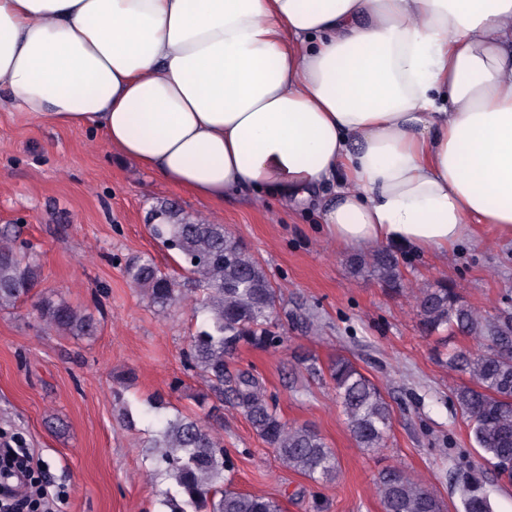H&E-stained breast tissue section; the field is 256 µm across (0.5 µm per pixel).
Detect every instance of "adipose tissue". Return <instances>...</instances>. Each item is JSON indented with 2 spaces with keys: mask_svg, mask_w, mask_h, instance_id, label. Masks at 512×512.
<instances>
[{
  "mask_svg": "<svg viewBox=\"0 0 512 512\" xmlns=\"http://www.w3.org/2000/svg\"><path fill=\"white\" fill-rule=\"evenodd\" d=\"M1 88L194 197L334 185L344 247L512 242V0H0Z\"/></svg>",
  "mask_w": 512,
  "mask_h": 512,
  "instance_id": "ef3b65f1",
  "label": "adipose tissue"
}]
</instances>
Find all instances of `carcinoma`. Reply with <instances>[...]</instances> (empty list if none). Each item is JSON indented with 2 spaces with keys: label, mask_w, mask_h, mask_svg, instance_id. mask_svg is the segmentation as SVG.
<instances>
[{
  "label": "carcinoma",
  "mask_w": 512,
  "mask_h": 512,
  "mask_svg": "<svg viewBox=\"0 0 512 512\" xmlns=\"http://www.w3.org/2000/svg\"><path fill=\"white\" fill-rule=\"evenodd\" d=\"M149 228L166 250L183 259L185 275L177 279L145 257L127 261L124 273L162 312L188 293L195 297V313L202 320L189 336L184 358L209 383L208 391L194 396L197 406L205 407L212 397L229 400L283 466L315 483L335 480V452L316 430L288 424L253 370H240L234 377L226 372L227 360L244 348L277 350L284 345L275 320L281 294L266 266L224 225L186 216L169 202L155 207ZM352 265L389 288L402 284L401 263L391 249L374 250L367 258L353 259ZM40 281V268L28 247L17 245L9 230L1 229L0 310H12L36 296ZM36 307L43 322L71 336L96 331L92 315L62 299L41 296ZM416 310L426 335L451 330L476 340L477 350L460 347L446 360L448 368L469 377L454 390V398L479 448L478 460L456 465L451 480L460 488L463 512H492L483 473L512 463V311L480 315L445 281L422 288ZM303 366L312 378L329 377L359 447L385 446L393 420L390 404L353 361L338 356L324 369L308 358ZM159 424L145 457L155 474L172 481L169 487H155L160 512H283L277 499L235 488V463L224 442L195 415L178 410L161 417ZM376 484L383 512H444L430 488L400 469L381 470Z\"/></svg>",
  "instance_id": "carcinoma-1"
}]
</instances>
